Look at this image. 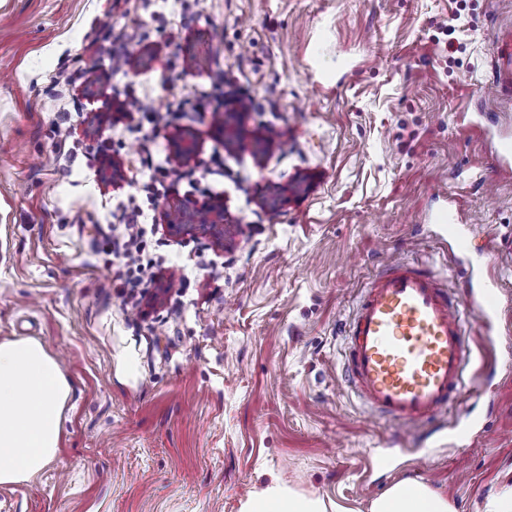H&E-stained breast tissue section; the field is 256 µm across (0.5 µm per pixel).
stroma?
<instances>
[{
    "instance_id": "1",
    "label": "stroma",
    "mask_w": 512,
    "mask_h": 512,
    "mask_svg": "<svg viewBox=\"0 0 512 512\" xmlns=\"http://www.w3.org/2000/svg\"><path fill=\"white\" fill-rule=\"evenodd\" d=\"M506 25L512 0H0V341L45 343L74 388L57 459L0 485L10 512H239L275 479L369 512L406 478L483 512L512 487V172L491 151L512 97L484 92ZM134 95L177 119L142 138ZM148 155L170 171L143 207L163 271L135 310L101 231ZM207 203L223 224L169 227ZM446 205L468 253L426 220ZM403 258L454 291L472 266L502 309L490 336L466 312L433 435L368 413L342 369L362 287Z\"/></svg>"
}]
</instances>
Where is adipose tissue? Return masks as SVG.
I'll return each mask as SVG.
<instances>
[{
	"label": "adipose tissue",
	"mask_w": 512,
	"mask_h": 512,
	"mask_svg": "<svg viewBox=\"0 0 512 512\" xmlns=\"http://www.w3.org/2000/svg\"><path fill=\"white\" fill-rule=\"evenodd\" d=\"M71 386L57 359L34 339L0 341V484L28 480L59 448ZM241 512H327L323 500L272 482ZM369 512H457L425 483L403 480L373 500Z\"/></svg>",
	"instance_id": "adipose-tissue-1"
}]
</instances>
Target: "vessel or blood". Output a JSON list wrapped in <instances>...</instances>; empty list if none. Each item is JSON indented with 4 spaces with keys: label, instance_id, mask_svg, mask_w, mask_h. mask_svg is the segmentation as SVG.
Segmentation results:
<instances>
[{
    "label": "vessel or blood",
    "instance_id": "1",
    "mask_svg": "<svg viewBox=\"0 0 512 512\" xmlns=\"http://www.w3.org/2000/svg\"><path fill=\"white\" fill-rule=\"evenodd\" d=\"M493 82L500 92H512V32L501 38ZM431 221L459 252L469 250L453 213L439 210ZM465 309L477 311L487 331H494V288L454 293L430 269L407 262L392 264L368 283L345 329L343 357L346 378L368 409L414 427L460 399L472 361Z\"/></svg>",
    "mask_w": 512,
    "mask_h": 512
}]
</instances>
